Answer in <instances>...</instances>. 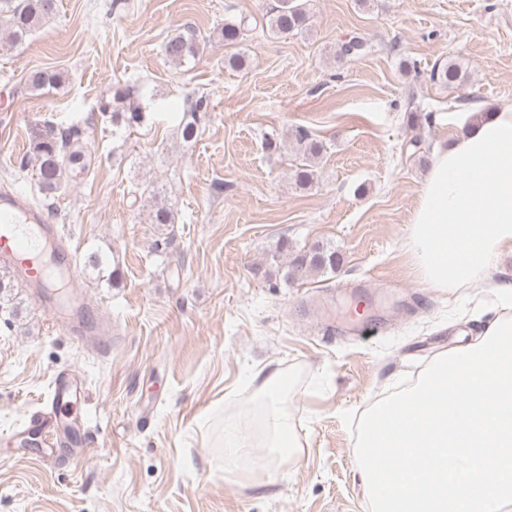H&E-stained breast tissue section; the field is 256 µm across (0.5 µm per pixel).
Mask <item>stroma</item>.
Segmentation results:
<instances>
[{
    "label": "stroma",
    "instance_id": "stroma-1",
    "mask_svg": "<svg viewBox=\"0 0 512 512\" xmlns=\"http://www.w3.org/2000/svg\"><path fill=\"white\" fill-rule=\"evenodd\" d=\"M278 4L58 0L21 46L0 47V187L40 196L33 138L71 129L79 158L42 207L112 321L111 348H85L0 269V512H368L340 412H363L490 320H444L489 285L428 287L405 241L435 146L512 102V0H306L301 34L219 37ZM187 29L207 48L178 67L163 44ZM351 34L371 50L339 59ZM440 60L467 83L430 81ZM37 70L62 85L33 89ZM118 90L144 119L116 139ZM412 112L432 120L410 127ZM299 128L324 146L307 186ZM158 205L171 223H151ZM283 239L335 248L340 264L285 280ZM275 368L299 445L266 470L267 449L228 452L224 431L260 434L257 378ZM62 375L84 389L71 410L87 415L84 436L51 450L14 439Z\"/></svg>",
    "mask_w": 512,
    "mask_h": 512
}]
</instances>
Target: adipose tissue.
Masks as SVG:
<instances>
[{
  "mask_svg": "<svg viewBox=\"0 0 512 512\" xmlns=\"http://www.w3.org/2000/svg\"><path fill=\"white\" fill-rule=\"evenodd\" d=\"M407 242L415 268L434 288L489 280L499 256L512 254V104L475 118L436 147ZM281 379L272 370L258 386L270 448L290 436Z\"/></svg>",
  "mask_w": 512,
  "mask_h": 512,
  "instance_id": "1",
  "label": "adipose tissue"
}]
</instances>
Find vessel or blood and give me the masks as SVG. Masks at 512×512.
I'll return each instance as SVG.
<instances>
[{
	"instance_id": "b4317fda",
	"label": "vessel or blood",
	"mask_w": 512,
	"mask_h": 512,
	"mask_svg": "<svg viewBox=\"0 0 512 512\" xmlns=\"http://www.w3.org/2000/svg\"><path fill=\"white\" fill-rule=\"evenodd\" d=\"M53 245L60 267H69V251L47 215L32 206L26 197L7 189L0 190V267L10 270L32 288L34 298L45 307L56 324L85 344H103L112 336L110 325L90 316L86 296L81 295L77 275H70L65 293H56L55 275L41 263L46 245ZM52 401L46 412L32 415L28 426L53 438L59 431L75 433L76 421L62 415L81 398L76 380L69 376L55 380Z\"/></svg>"
}]
</instances>
